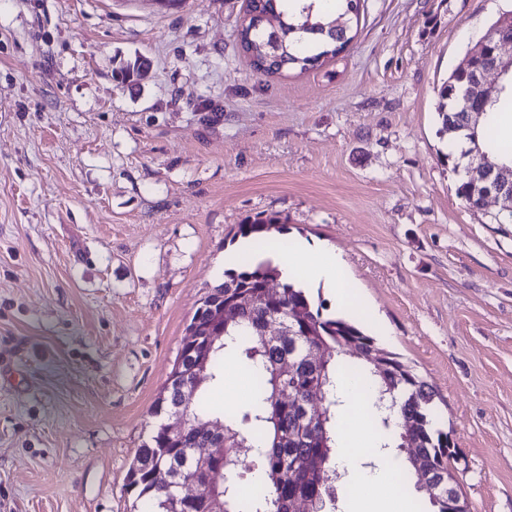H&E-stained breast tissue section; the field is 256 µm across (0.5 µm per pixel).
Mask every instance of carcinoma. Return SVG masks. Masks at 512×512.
Listing matches in <instances>:
<instances>
[{"instance_id": "obj_1", "label": "carcinoma", "mask_w": 512, "mask_h": 512, "mask_svg": "<svg viewBox=\"0 0 512 512\" xmlns=\"http://www.w3.org/2000/svg\"><path fill=\"white\" fill-rule=\"evenodd\" d=\"M294 0H253V10L279 18L275 29L253 27L245 22L239 32L243 50L255 69L276 75L285 70L307 71L353 41L364 14L365 0H336L337 16L314 9L317 0H304L299 13L289 12ZM145 62L141 58L127 63L118 72L124 85H132ZM470 77L452 71L438 92L439 134L466 144L460 153L448 150L441 160L453 169H462L457 188L466 203L474 194V167L487 158L500 164H512V147L498 140V117L512 109V76L506 75L500 91L484 105L482 122L475 130L465 129L464 91ZM283 232L287 224L272 216L241 224L238 233L247 238L260 237L271 230ZM282 270L270 259H250L238 270L224 273V281L212 291L224 294L230 305L242 297L250 304L242 306L237 318L224 323L223 339L210 354L209 378L196 390L187 411L188 422H220L224 425V456L204 464L192 447L204 439L188 428L181 442H173L164 425L155 428L149 440L137 449L130 465L127 486L142 500V512H211L208 495H220L224 512H288V500L297 493L317 496L319 508L336 502V489L345 473L336 465V419L341 404L337 374L351 369L381 394L373 404L371 418L378 426L379 448L404 451V435L412 437L414 450L424 461V469L406 462L421 476L433 472L452 477L454 464L461 455L450 435L438 427V415L432 403L434 391L396 354L379 349L383 366L371 364L351 367L349 358L363 357L376 347L373 337L355 322L342 316H325L301 287L282 281ZM281 279L275 298L264 294L269 279ZM296 323L291 336H268L266 331L281 323ZM316 347L323 351L325 364L318 369L305 361L306 352ZM238 359L251 379V395L241 407L222 412L210 410L205 390L224 373V359ZM326 390L324 424L310 426L302 406L288 401L293 391L302 394L316 380ZM255 475L251 494L240 496L243 474ZM192 475L202 486L201 495L187 503L179 493L182 477Z\"/></svg>"}]
</instances>
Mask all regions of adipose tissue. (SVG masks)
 <instances>
[{
    "label": "adipose tissue",
    "mask_w": 512,
    "mask_h": 512,
    "mask_svg": "<svg viewBox=\"0 0 512 512\" xmlns=\"http://www.w3.org/2000/svg\"><path fill=\"white\" fill-rule=\"evenodd\" d=\"M279 259L284 273L334 285L338 302L347 304L346 266L336 253L301 246L280 254ZM338 388L344 394V404L337 423L341 446L336 462L350 481L352 512H405L408 499L401 490L395 465L388 461L376 470L362 465L373 448L372 438L362 430V418L371 404L370 395L357 393L354 378L344 372L339 375Z\"/></svg>",
    "instance_id": "ef3b65f1"
}]
</instances>
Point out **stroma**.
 I'll use <instances>...</instances> for the list:
<instances>
[{
  "instance_id": "35a3bbf8",
  "label": "stroma",
  "mask_w": 512,
  "mask_h": 512,
  "mask_svg": "<svg viewBox=\"0 0 512 512\" xmlns=\"http://www.w3.org/2000/svg\"><path fill=\"white\" fill-rule=\"evenodd\" d=\"M269 76L246 0H0V512H141L127 487L240 224L341 254L343 310L435 393L469 512H512V224L440 160L438 90L512 0H366ZM151 64L123 88L117 71ZM274 229L277 232H284L287 228V224L282 222L278 217H266V218H255L248 224H240L238 233L241 237L247 238L251 235H258L256 238H261L267 235L271 230Z\"/></svg>"
}]
</instances>
